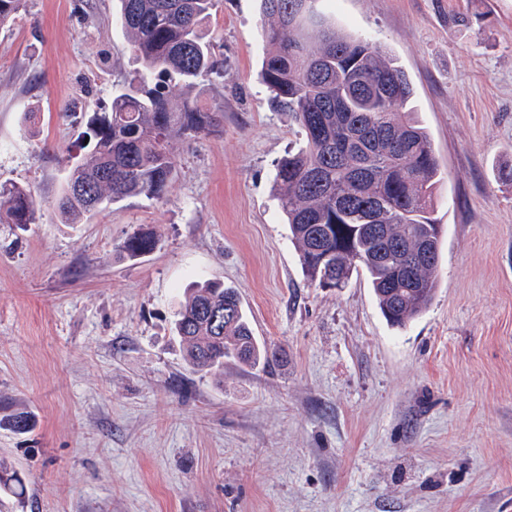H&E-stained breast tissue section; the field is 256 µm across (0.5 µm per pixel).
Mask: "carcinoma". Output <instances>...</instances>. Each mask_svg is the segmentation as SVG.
I'll return each instance as SVG.
<instances>
[{
  "mask_svg": "<svg viewBox=\"0 0 512 512\" xmlns=\"http://www.w3.org/2000/svg\"><path fill=\"white\" fill-rule=\"evenodd\" d=\"M308 2L306 18L289 16ZM317 0H260L269 49L261 78L272 105L288 113L306 142L277 166L276 189L306 278L318 287L363 274L380 311L402 328L431 303L442 225L431 217L442 171L427 131L413 116V89L397 59L368 38L346 34L315 10ZM215 0H120V20L141 69L89 122L93 148L72 173L90 187L56 207L66 224L129 198L160 200L177 175V149L218 127L222 113L202 108L197 90L223 70L202 27ZM175 80L171 92L153 78ZM30 189L0 183V216L32 224ZM156 233L139 228L120 245L128 259L151 254ZM224 311L212 324L210 308ZM176 335L195 370L224 375V364L254 365L276 353L260 348L238 292L206 280L186 297Z\"/></svg>",
  "mask_w": 512,
  "mask_h": 512,
  "instance_id": "cac0c4a2",
  "label": "carcinoma"
}]
</instances>
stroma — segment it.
<instances>
[{"instance_id":"stroma-1","label":"stroma","mask_w":512,"mask_h":512,"mask_svg":"<svg viewBox=\"0 0 512 512\" xmlns=\"http://www.w3.org/2000/svg\"><path fill=\"white\" fill-rule=\"evenodd\" d=\"M317 9L398 60L443 172L438 285L403 328L365 276L318 288L301 269L274 176L304 135L260 78L259 0H218L203 25L219 132L181 145L164 199L81 224L55 200L86 112L138 67L120 4L23 0L0 28V182L37 202L26 229L0 221V460L23 484L0 512H512V0ZM141 227L157 249L120 257ZM207 279L276 361L186 364L174 322Z\"/></svg>"}]
</instances>
